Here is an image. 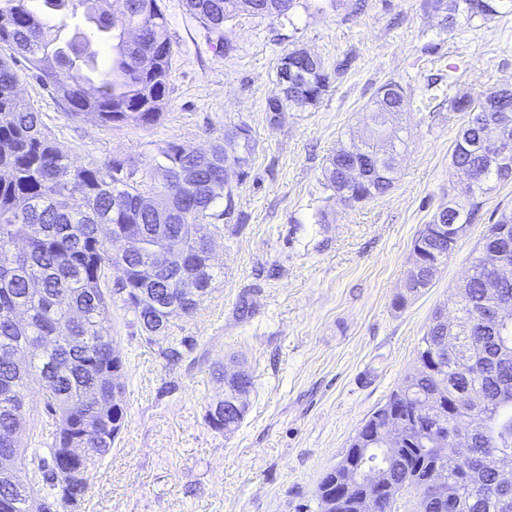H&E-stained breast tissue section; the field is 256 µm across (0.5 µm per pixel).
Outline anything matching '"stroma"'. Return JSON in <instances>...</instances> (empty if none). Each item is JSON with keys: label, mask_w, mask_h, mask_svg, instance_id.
<instances>
[{"label": "stroma", "mask_w": 512, "mask_h": 512, "mask_svg": "<svg viewBox=\"0 0 512 512\" xmlns=\"http://www.w3.org/2000/svg\"><path fill=\"white\" fill-rule=\"evenodd\" d=\"M183 0H161L175 52L173 92L156 126L104 128L64 115L56 96L15 68L21 97L43 112L61 147L81 163L113 158L143 169L169 142L204 150L244 122L257 142L235 213L214 242L218 276L195 313L168 340L147 343L112 303V334L126 360L125 425L93 469L75 512H319L317 488L359 426L413 365L432 312L453 308L471 253L503 209L512 181L492 183L472 224L426 291L402 292L413 240L465 178L452 163L468 115L432 100L427 84L455 74L448 96L479 97L512 85V14L449 34L425 0H296L291 19L240 16L224 25L232 50L206 43ZM300 46L321 58L330 85L312 106L270 122L279 57ZM399 82L406 103L394 185L347 205L322 185L327 157L362 133L379 86ZM329 221H317L320 208ZM248 314H241V301ZM240 361L252 378L247 413L231 433L211 429L208 404L223 392L217 371Z\"/></svg>", "instance_id": "obj_1"}]
</instances>
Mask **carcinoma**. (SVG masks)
Segmentation results:
<instances>
[{
  "label": "carcinoma",
  "mask_w": 512,
  "mask_h": 512,
  "mask_svg": "<svg viewBox=\"0 0 512 512\" xmlns=\"http://www.w3.org/2000/svg\"><path fill=\"white\" fill-rule=\"evenodd\" d=\"M444 14L448 31L512 12V0H426ZM216 52L229 51L224 23L247 14L286 18L294 0H184ZM57 22L49 24L45 11ZM135 28L138 39L126 31ZM112 43V62L102 66L93 41ZM0 456L14 468L0 472V498L12 497V512H69L92 489L91 471L112 450L127 416L124 385L112 384L117 347L112 336V294L125 293L122 306L132 313L146 341L165 320L164 336L174 321L194 314L211 290L217 273L205 246L233 212L232 190L224 189V138L205 153L169 142L142 170L112 160L80 164L53 140L44 114L18 95L20 76L12 67L19 55L40 84L65 105L68 119L93 115L100 126L156 125L170 94L174 56L167 15L159 0H0ZM283 54L277 67L297 69V83L286 99L266 101L278 115L291 107L315 104L329 87L321 60ZM406 92L396 81L381 85L368 106L371 136L388 137L379 149L366 141L340 142L323 168L325 189L355 205L388 192L394 183L398 150L391 118L403 111ZM451 112L469 114L456 135L452 161L474 173L476 183L463 200L440 205L414 239L405 292L396 308L431 285L423 277L432 263L444 265L475 219L489 184L512 179V89L492 90L477 99L457 95ZM237 152L252 162L256 140L246 123ZM495 132L508 147L489 159L481 141ZM353 166L363 168L355 183ZM80 189L81 203H74ZM227 198L224 212L216 201ZM139 238L140 253H112L114 240ZM181 264L169 263L175 251ZM499 250L512 259V210L489 225L471 254L472 275L460 288L458 311L472 328L448 338L442 327L427 328L416 364L352 437L345 456L377 475V499L365 506L357 492H339L346 477L341 464L327 472L318 490L325 492L320 512H394L402 492L447 468V498L418 499L415 512H512V493L500 490L494 469L478 465L491 455L512 458V319H484L497 298L512 299V281L499 297L485 292L487 273L478 255ZM120 277L112 279V270ZM38 380L45 407L56 417V432L46 448L27 456L30 432L26 397ZM425 410V425L413 422L412 408ZM245 413L217 419L210 427L233 432ZM388 418L404 422L405 436L393 452L380 449L377 426ZM472 436L473 457L448 465L451 438ZM78 442L89 449L82 467L62 468L64 449Z\"/></svg>",
  "instance_id": "obj_1"
}]
</instances>
